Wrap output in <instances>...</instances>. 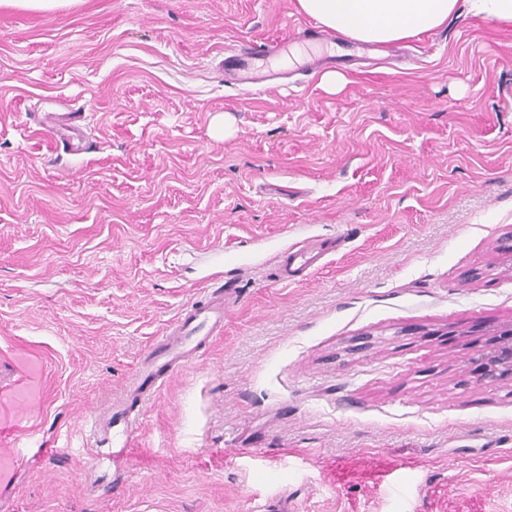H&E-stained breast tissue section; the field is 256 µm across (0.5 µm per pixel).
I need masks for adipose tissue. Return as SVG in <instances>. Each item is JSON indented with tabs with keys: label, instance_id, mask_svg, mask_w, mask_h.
<instances>
[{
	"label": "adipose tissue",
	"instance_id": "1",
	"mask_svg": "<svg viewBox=\"0 0 512 512\" xmlns=\"http://www.w3.org/2000/svg\"><path fill=\"white\" fill-rule=\"evenodd\" d=\"M298 5L336 36L366 44L414 37L461 10L512 25V0H298Z\"/></svg>",
	"mask_w": 512,
	"mask_h": 512
}]
</instances>
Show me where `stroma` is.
Instances as JSON below:
<instances>
[{"instance_id":"stroma-1","label":"stroma","mask_w":512,"mask_h":512,"mask_svg":"<svg viewBox=\"0 0 512 512\" xmlns=\"http://www.w3.org/2000/svg\"><path fill=\"white\" fill-rule=\"evenodd\" d=\"M312 23L296 0L0 8V348L44 357L55 448L0 512H512V382L473 362L512 328V27L453 15L331 93L329 46L291 40ZM283 40L268 90L227 80L230 50ZM51 112L82 113L80 151ZM303 241L325 258L282 282ZM218 289L223 333L127 397ZM119 401L116 460L94 419Z\"/></svg>"}]
</instances>
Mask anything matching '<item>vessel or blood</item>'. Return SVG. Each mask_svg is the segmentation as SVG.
Segmentation results:
<instances>
[{
	"mask_svg": "<svg viewBox=\"0 0 512 512\" xmlns=\"http://www.w3.org/2000/svg\"><path fill=\"white\" fill-rule=\"evenodd\" d=\"M278 46L264 51L243 48L224 59V72L235 80L260 84L268 78L266 60ZM224 329V306L209 302L184 309L153 343L148 360L130 386L132 396L142 397L161 386L206 339ZM48 368L44 358L24 347L0 351V494L15 488L21 451L36 433L38 410L47 393Z\"/></svg>",
	"mask_w": 512,
	"mask_h": 512,
	"instance_id": "obj_1",
	"label": "vessel or blood"
}]
</instances>
